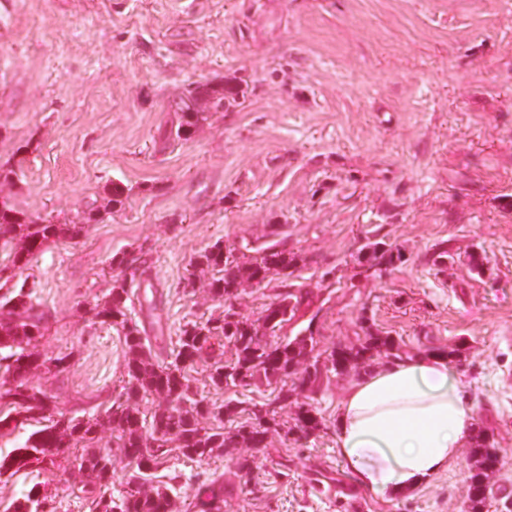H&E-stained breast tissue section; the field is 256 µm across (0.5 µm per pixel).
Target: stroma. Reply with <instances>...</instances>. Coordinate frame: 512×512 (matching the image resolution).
I'll return each instance as SVG.
<instances>
[{
  "label": "stroma",
  "instance_id": "35a3bbf8",
  "mask_svg": "<svg viewBox=\"0 0 512 512\" xmlns=\"http://www.w3.org/2000/svg\"><path fill=\"white\" fill-rule=\"evenodd\" d=\"M235 78L248 84L242 106L167 138L170 101ZM15 163L0 194L55 224L79 222L112 184L132 190L25 269L49 314L38 352L71 357L31 376L58 411L89 415L120 390V339L83 312L108 288L113 253L148 250L135 292L161 294L168 345L212 308L205 285L184 286L190 258L275 230L302 260L238 311L258 316L290 284L304 300L278 337L312 327L322 352L371 327L403 357L460 347L449 364L474 428L503 457L492 482L512 486V0H0V166ZM375 240L405 262L359 265ZM357 379H323L318 435L272 432L266 447L157 474L196 503L218 478L224 512H469L465 450L394 499L351 482L335 420ZM83 482L65 463L2 469L0 512L34 487L57 512H88Z\"/></svg>",
  "mask_w": 512,
  "mask_h": 512
}]
</instances>
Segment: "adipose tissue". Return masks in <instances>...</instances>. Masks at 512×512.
I'll return each mask as SVG.
<instances>
[{
	"label": "adipose tissue",
	"instance_id": "ef3b65f1",
	"mask_svg": "<svg viewBox=\"0 0 512 512\" xmlns=\"http://www.w3.org/2000/svg\"><path fill=\"white\" fill-rule=\"evenodd\" d=\"M474 423L463 382L432 352L394 360L351 386L336 409V449L357 486L393 498L447 471Z\"/></svg>",
	"mask_w": 512,
	"mask_h": 512
}]
</instances>
